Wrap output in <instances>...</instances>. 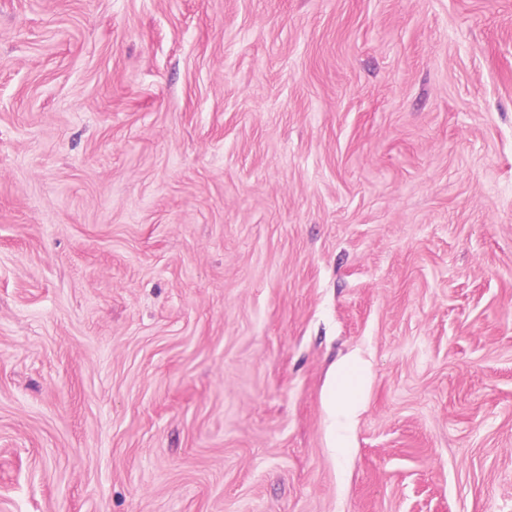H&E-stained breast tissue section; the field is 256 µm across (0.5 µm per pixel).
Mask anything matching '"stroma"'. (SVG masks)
<instances>
[{
  "instance_id": "obj_1",
  "label": "stroma",
  "mask_w": 512,
  "mask_h": 512,
  "mask_svg": "<svg viewBox=\"0 0 512 512\" xmlns=\"http://www.w3.org/2000/svg\"><path fill=\"white\" fill-rule=\"evenodd\" d=\"M0 512H512V0H0ZM368 375L365 361L357 355L334 367L325 394V409L333 431L332 448H349L348 433L361 409L360 395Z\"/></svg>"
}]
</instances>
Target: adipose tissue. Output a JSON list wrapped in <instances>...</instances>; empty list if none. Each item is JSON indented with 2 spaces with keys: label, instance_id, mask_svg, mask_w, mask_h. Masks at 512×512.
I'll return each mask as SVG.
<instances>
[{
  "label": "adipose tissue",
  "instance_id": "1",
  "mask_svg": "<svg viewBox=\"0 0 512 512\" xmlns=\"http://www.w3.org/2000/svg\"><path fill=\"white\" fill-rule=\"evenodd\" d=\"M368 375L365 361L348 356L334 367L325 394V409L333 431V445H348V433L361 409L360 395Z\"/></svg>",
  "mask_w": 512,
  "mask_h": 512
}]
</instances>
